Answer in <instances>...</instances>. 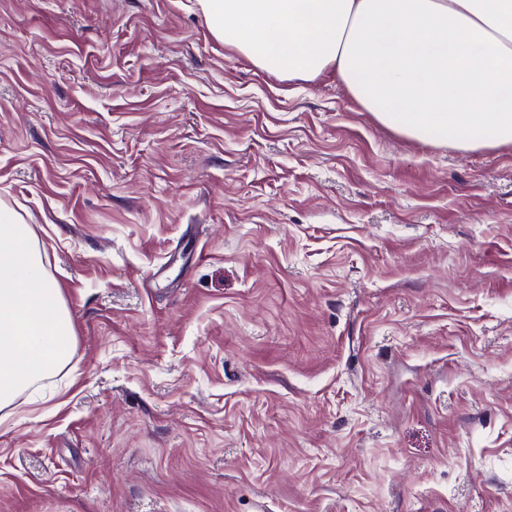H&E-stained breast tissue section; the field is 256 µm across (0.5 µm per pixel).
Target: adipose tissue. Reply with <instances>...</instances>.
<instances>
[{"instance_id":"1","label":"adipose tissue","mask_w":512,"mask_h":512,"mask_svg":"<svg viewBox=\"0 0 512 512\" xmlns=\"http://www.w3.org/2000/svg\"><path fill=\"white\" fill-rule=\"evenodd\" d=\"M262 71L334 75L383 128L459 151L512 146V0H197ZM70 312L29 225L0 204V409L69 362Z\"/></svg>"}]
</instances>
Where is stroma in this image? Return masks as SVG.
<instances>
[{
  "instance_id": "stroma-1",
  "label": "stroma",
  "mask_w": 512,
  "mask_h": 512,
  "mask_svg": "<svg viewBox=\"0 0 512 512\" xmlns=\"http://www.w3.org/2000/svg\"><path fill=\"white\" fill-rule=\"evenodd\" d=\"M0 203L70 310L0 512H512V147L402 138L197 0H0Z\"/></svg>"
}]
</instances>
